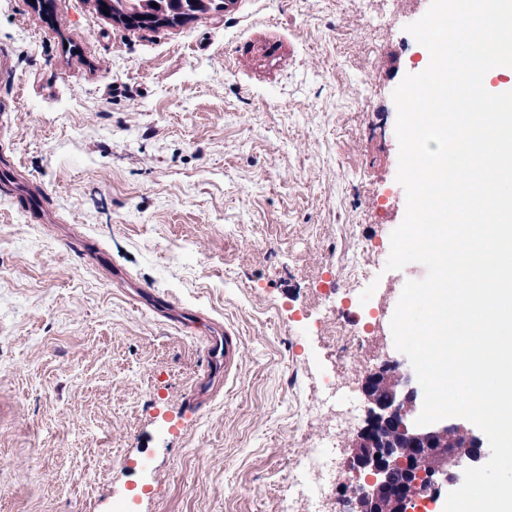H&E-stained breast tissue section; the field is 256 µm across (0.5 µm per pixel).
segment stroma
<instances>
[{
    "instance_id": "35a3bbf8",
    "label": "stroma",
    "mask_w": 512,
    "mask_h": 512,
    "mask_svg": "<svg viewBox=\"0 0 512 512\" xmlns=\"http://www.w3.org/2000/svg\"><path fill=\"white\" fill-rule=\"evenodd\" d=\"M430 2L230 0L147 30L0 0V153L47 201L37 221L0 195V512H278L323 382L364 401L365 354L330 341L349 313L379 311L370 348L405 358L390 322L427 270L385 268L392 92L425 68L406 27ZM227 329L235 378L194 404Z\"/></svg>"
}]
</instances>
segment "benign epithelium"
I'll return each instance as SVG.
<instances>
[{"label": "benign epithelium", "instance_id": "benign-epithelium-1", "mask_svg": "<svg viewBox=\"0 0 512 512\" xmlns=\"http://www.w3.org/2000/svg\"><path fill=\"white\" fill-rule=\"evenodd\" d=\"M361 392L370 407L345 461L355 478L349 512H410L424 494L456 483L466 461L481 458L483 440L463 425H416L418 392L402 363L383 360L365 374Z\"/></svg>", "mask_w": 512, "mask_h": 512}]
</instances>
